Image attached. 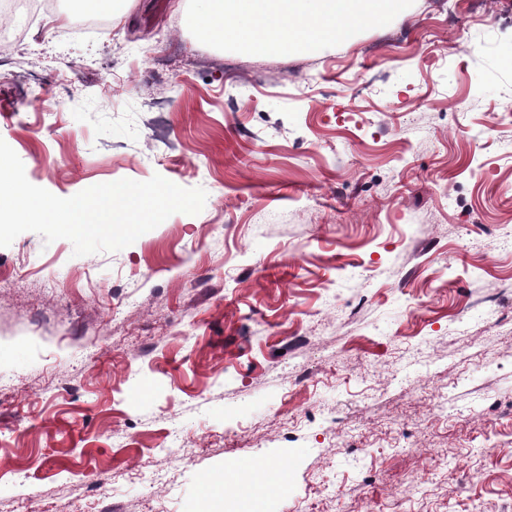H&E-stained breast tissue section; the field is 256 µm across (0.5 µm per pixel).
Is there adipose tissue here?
Listing matches in <instances>:
<instances>
[{
  "label": "adipose tissue",
  "mask_w": 512,
  "mask_h": 512,
  "mask_svg": "<svg viewBox=\"0 0 512 512\" xmlns=\"http://www.w3.org/2000/svg\"><path fill=\"white\" fill-rule=\"evenodd\" d=\"M195 16L201 38L255 51L314 52L382 27L406 0H202Z\"/></svg>",
  "instance_id": "ef3b65f1"
}]
</instances>
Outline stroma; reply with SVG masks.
Returning <instances> with one entry per match:
<instances>
[{"instance_id":"stroma-1","label":"stroma","mask_w":512,"mask_h":512,"mask_svg":"<svg viewBox=\"0 0 512 512\" xmlns=\"http://www.w3.org/2000/svg\"><path fill=\"white\" fill-rule=\"evenodd\" d=\"M59 2L0 66L27 179L207 199L116 252L0 248V512H203L261 459V512H512V0L315 53ZM268 475L270 482H258L250 487L249 493L245 496L249 502L254 504L260 501L271 485L282 492L288 491V474L285 471H275Z\"/></svg>"}]
</instances>
